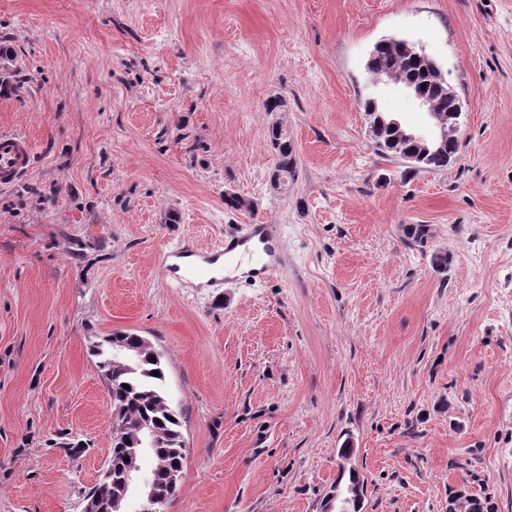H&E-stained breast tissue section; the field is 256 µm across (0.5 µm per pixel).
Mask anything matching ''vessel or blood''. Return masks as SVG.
<instances>
[{
  "instance_id": "b4317fda",
  "label": "vessel or blood",
  "mask_w": 512,
  "mask_h": 512,
  "mask_svg": "<svg viewBox=\"0 0 512 512\" xmlns=\"http://www.w3.org/2000/svg\"><path fill=\"white\" fill-rule=\"evenodd\" d=\"M32 149L27 137L0 132V185L11 184L30 162ZM227 259L252 266V279H264L280 272L285 264L281 228L276 224H248L236 236L224 238L209 250L199 247L192 240L181 241L166 249L161 258V268L169 284L189 288L195 282L204 287L224 285V277L215 274L213 267L218 260Z\"/></svg>"
}]
</instances>
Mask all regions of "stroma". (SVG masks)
Instances as JSON below:
<instances>
[{"label":"stroma","mask_w":512,"mask_h":512,"mask_svg":"<svg viewBox=\"0 0 512 512\" xmlns=\"http://www.w3.org/2000/svg\"><path fill=\"white\" fill-rule=\"evenodd\" d=\"M390 37L462 104L447 167L371 137ZM0 43L24 76L0 131L33 145L0 187V512H81L111 446L92 350L119 331L181 416L164 512H325L345 445L362 512H512V0H0ZM245 224L283 226L284 271L165 282L166 244ZM269 139L274 152V168L271 171L269 182H279L282 179H294L296 161L293 155V148L288 140V131L277 122L269 127Z\"/></svg>","instance_id":"obj_1"}]
</instances>
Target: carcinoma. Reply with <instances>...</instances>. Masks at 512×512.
Listing matches in <instances>:
<instances>
[{"label": "carcinoma", "mask_w": 512, "mask_h": 512, "mask_svg": "<svg viewBox=\"0 0 512 512\" xmlns=\"http://www.w3.org/2000/svg\"><path fill=\"white\" fill-rule=\"evenodd\" d=\"M401 44L398 39L382 43L375 52L371 72L375 75L397 72L416 86H425V91L436 93L431 72L420 60L404 52ZM269 139L274 152L270 180L280 182L294 178L296 161L288 131L274 122L269 127ZM376 145L401 158L411 157L415 151L414 144L398 141L395 131L389 127L377 135ZM458 151L459 143L450 139L448 147L420 163H412L410 169L444 168ZM95 356L112 401V476L108 480L109 489L114 495L122 493L121 468L125 458L138 460L147 451L155 461L150 470L154 483L162 495L174 496L177 487L170 486L169 478L174 472H182L186 448L179 415L168 402L162 355L146 338L133 332H122L108 336L96 345ZM145 422L154 425L158 438L157 447L148 450L138 445L139 429ZM359 481V473L351 472L348 482L339 486L337 512H361V507L349 500L348 493L349 487Z\"/></svg>", "instance_id": "cac0c4a2"}]
</instances>
